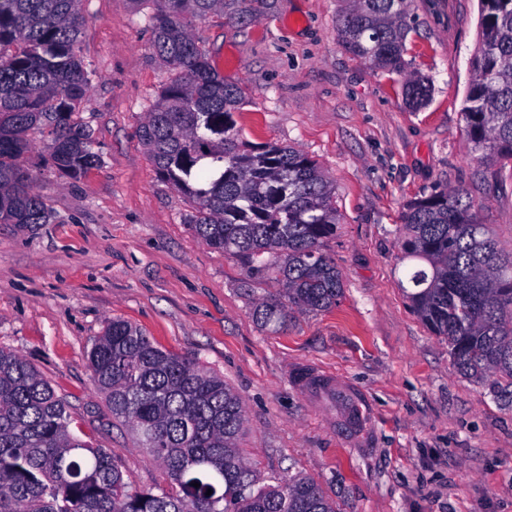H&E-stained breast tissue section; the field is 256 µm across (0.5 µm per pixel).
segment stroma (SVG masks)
<instances>
[{
	"label": "stroma",
	"mask_w": 512,
	"mask_h": 512,
	"mask_svg": "<svg viewBox=\"0 0 512 512\" xmlns=\"http://www.w3.org/2000/svg\"><path fill=\"white\" fill-rule=\"evenodd\" d=\"M347 5L238 0L195 26L225 81L244 89V141L295 147L334 184L339 224L325 251L343 279L336 306L290 309L276 332L256 323L275 284L194 236L192 200L159 176L139 139L171 77L150 48L145 10L81 0L92 90L77 112L100 162L68 179L45 162L46 131L30 132L25 164L52 219L0 224V347L37 368L65 402L70 431L141 489L166 487V475L113 418L87 357L114 319L224 379L243 407L239 446L263 484L312 479L336 512H512V410L458 373L399 285L401 216L435 191L476 200L478 221L512 251V174L472 160L465 132L479 0H410L404 73L343 46ZM411 72L432 84L419 109L402 97ZM312 366L364 398L361 435L340 422L335 398L298 386Z\"/></svg>",
	"instance_id": "obj_1"
}]
</instances>
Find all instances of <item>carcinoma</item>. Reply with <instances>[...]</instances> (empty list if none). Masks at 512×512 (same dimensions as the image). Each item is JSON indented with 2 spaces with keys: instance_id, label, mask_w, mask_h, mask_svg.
Listing matches in <instances>:
<instances>
[{
  "instance_id": "carcinoma-1",
  "label": "carcinoma",
  "mask_w": 512,
  "mask_h": 512,
  "mask_svg": "<svg viewBox=\"0 0 512 512\" xmlns=\"http://www.w3.org/2000/svg\"><path fill=\"white\" fill-rule=\"evenodd\" d=\"M149 1L151 49L173 76L139 137L162 179L195 203L187 224L206 245L268 276L278 295L253 318L272 331L288 308L326 311L343 293L322 252L336 236L335 190L319 164L289 146L244 148L235 113L243 89L220 75L192 23L227 0ZM339 19L345 48L387 71H404L408 0H350ZM80 0H0V224H47L24 165L28 133L51 128L47 163L76 180L100 162L76 121L91 80L78 51ZM482 48L464 101L473 160L512 170V0H480ZM406 104L424 106L428 78L413 75ZM466 194L435 192L402 215L403 287L412 308L465 378L512 410V252L477 221ZM112 415L165 471L170 489L137 490L112 458L72 435L64 402L15 351L0 347V512H335L305 477L261 484L238 440L241 400L218 375L155 346L114 319L88 352ZM212 494H207V490Z\"/></svg>"
}]
</instances>
